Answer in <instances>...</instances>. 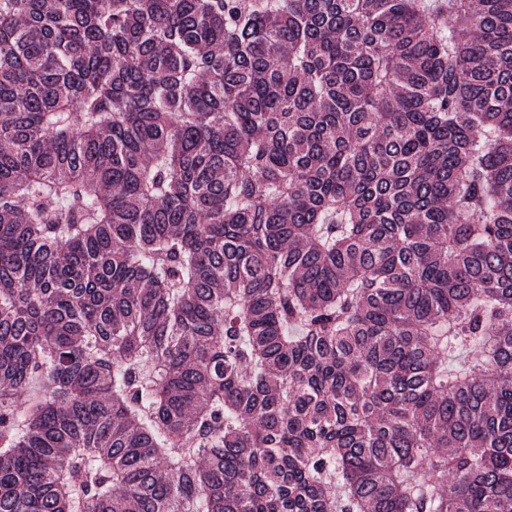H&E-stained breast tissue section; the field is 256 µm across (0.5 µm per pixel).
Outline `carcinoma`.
<instances>
[{
  "instance_id": "obj_1",
  "label": "carcinoma",
  "mask_w": 512,
  "mask_h": 512,
  "mask_svg": "<svg viewBox=\"0 0 512 512\" xmlns=\"http://www.w3.org/2000/svg\"><path fill=\"white\" fill-rule=\"evenodd\" d=\"M0 512H512V0H0Z\"/></svg>"
}]
</instances>
